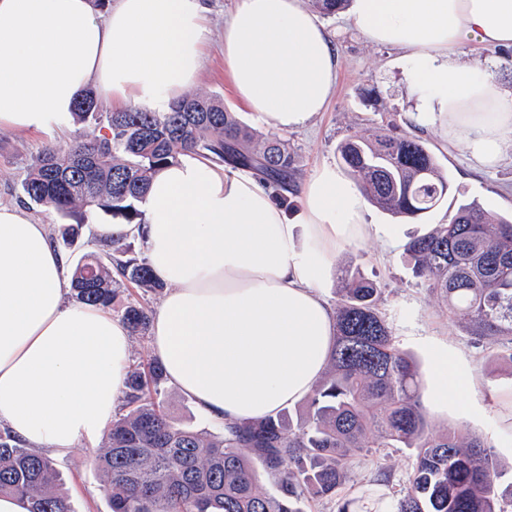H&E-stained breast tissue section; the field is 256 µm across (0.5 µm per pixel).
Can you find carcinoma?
Here are the masks:
<instances>
[{
  "mask_svg": "<svg viewBox=\"0 0 512 512\" xmlns=\"http://www.w3.org/2000/svg\"><path fill=\"white\" fill-rule=\"evenodd\" d=\"M333 15L348 0H311ZM74 122L94 126L65 144H47L21 182V197L69 222L59 239L72 246L90 217L142 224L152 177L186 152L257 172L279 191L294 190L298 168L288 140L259 135L214 95L189 93L168 112H101L92 92L79 100ZM340 162L379 209L421 218L447 200L451 180L420 140L384 130L337 146ZM413 274L448 307V317L493 360L512 367V217L474 201L455 200L448 223L410 241ZM163 288L146 259L124 242L85 253L73 269L76 300L110 307L123 282ZM336 306L331 369L301 401L256 422L226 423L218 433L183 427L163 409L161 365L130 371L126 413L112 422L94 462L105 476L111 512H304L310 499L363 509L366 495L337 498L356 462L373 448H409L414 462L385 503L390 512H512V482H503L490 438L462 425L433 431L421 400L422 373L402 351L381 311L378 284L347 275ZM131 334L144 336L151 310L131 303L120 312ZM273 491L260 490L262 474ZM24 498L28 512H71L57 488L53 462L0 432V494Z\"/></svg>",
  "mask_w": 512,
  "mask_h": 512,
  "instance_id": "1",
  "label": "carcinoma"
}]
</instances>
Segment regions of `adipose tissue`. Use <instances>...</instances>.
I'll return each mask as SVG.
<instances>
[{
	"label": "adipose tissue",
	"instance_id": "obj_1",
	"mask_svg": "<svg viewBox=\"0 0 512 512\" xmlns=\"http://www.w3.org/2000/svg\"><path fill=\"white\" fill-rule=\"evenodd\" d=\"M209 13V0H0V130L70 128L88 88L116 112L169 111L204 67ZM348 13L368 42L401 52L415 96L407 122L498 166L512 143V91L461 55L512 48V0H351ZM224 66L247 112L297 131L325 109L338 56L301 0H238ZM300 196L289 215L255 171L187 153L153 177L144 225L96 226L108 239L145 237L170 287L152 317V355L217 423L275 414L326 371L336 312L323 290L375 228L363 190L335 166L317 167ZM64 267L46 225L0 205V422L59 460L109 432L130 359L121 319L65 303ZM477 383L442 344L422 401L444 411Z\"/></svg>",
	"mask_w": 512,
	"mask_h": 512
}]
</instances>
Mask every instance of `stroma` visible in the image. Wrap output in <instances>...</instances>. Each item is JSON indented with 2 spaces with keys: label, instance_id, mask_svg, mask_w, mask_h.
<instances>
[{
  "label": "stroma",
  "instance_id": "1",
  "mask_svg": "<svg viewBox=\"0 0 512 512\" xmlns=\"http://www.w3.org/2000/svg\"><path fill=\"white\" fill-rule=\"evenodd\" d=\"M211 45L196 92L218 95L230 111L252 128L259 121L241 106L232 94L224 73V21L234 0H211ZM339 57L337 85L328 107L313 126L288 133L301 175H309L320 162L337 163V146L351 135L373 136L379 129L404 135L409 128L405 114L412 104L405 70L398 53L367 42L341 15L324 17ZM438 164L447 170L453 197L463 196L501 215L512 214V159L490 170H474L460 153L445 148L435 129L419 131ZM42 132L0 131V203H19L20 184L38 152L51 142ZM453 204L441 207L417 221L396 222L394 216L370 207L367 221L384 226L398 223L395 242L387 244L375 237L343 256V267L359 270L376 281L383 291L381 309L386 314L399 346L419 362L422 373H430L432 349L440 341L460 352L479 378L490 371L491 352L476 343L459 324L450 321L441 302L420 279L414 277L404 259V246L421 234L423 227L444 224ZM506 403L488 400L484 388H477L447 412L430 411L435 429L450 422H467L471 429L492 437L506 480H512V430L502 424L511 412ZM412 459L405 448H384L361 458L345 491L358 495L361 487L379 473H387L391 483L401 481ZM58 482L68 495L72 512H110L103 478L85 447L74 448L67 459L56 461Z\"/></svg>",
  "mask_w": 512,
  "mask_h": 512
}]
</instances>
